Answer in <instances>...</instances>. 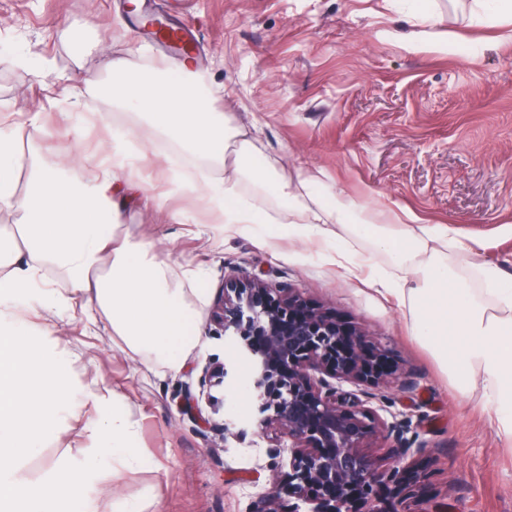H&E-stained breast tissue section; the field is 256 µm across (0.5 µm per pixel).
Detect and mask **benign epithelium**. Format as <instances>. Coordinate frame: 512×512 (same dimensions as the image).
Returning <instances> with one entry per match:
<instances>
[{
  "label": "benign epithelium",
  "instance_id": "1",
  "mask_svg": "<svg viewBox=\"0 0 512 512\" xmlns=\"http://www.w3.org/2000/svg\"><path fill=\"white\" fill-rule=\"evenodd\" d=\"M213 321L235 353L216 360L200 377L202 393L224 405V387L238 380V364H249L245 383L253 402L246 420H224V434L243 439L251 429L279 431L290 455L285 483L276 482L254 501L251 512H281L283 492L312 505L310 512H384L380 488L402 501L414 497L421 474L397 463L429 452L410 447L403 430L378 418L357 398L340 391L342 382L367 387L407 384L397 370H384L385 349L357 327H348L287 287L272 288L253 277H232L212 308ZM380 438L394 465L383 468L368 455Z\"/></svg>",
  "mask_w": 512,
  "mask_h": 512
}]
</instances>
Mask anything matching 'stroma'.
<instances>
[{
	"mask_svg": "<svg viewBox=\"0 0 512 512\" xmlns=\"http://www.w3.org/2000/svg\"><path fill=\"white\" fill-rule=\"evenodd\" d=\"M144 13L189 24L195 35L194 72L228 125L253 144L251 166L270 178L313 177L324 198L340 196L393 214H414L447 225L468 250L454 259L499 267L512 276V15L477 21L472 0H140ZM437 8L441 26L459 47L427 46L416 14ZM0 128L30 135L48 166L69 165L93 179L112 151L115 118L154 141L143 118L105 96L93 99L99 119L72 124L50 91L64 86L105 87L112 60L135 75L183 79V58L151 30L137 33L127 0H0ZM43 113L38 127L28 119ZM169 153L155 149L134 172L138 198L122 213L123 229L154 245L173 273L202 268L206 290L194 322L197 343L181 370L130 351L106 320L88 323L80 309L41 312L34 324L49 332L76 378L118 392L151 464L104 468L84 482L82 495L97 512L127 500L140 512H249L288 473L287 457L270 458L280 434L245 439L215 429L223 415L249 416L251 403L226 401L215 413L199 393L209 360H231L211 320L224 281L257 276L295 288L344 322L366 329L390 351L389 362L409 381L386 389L346 384V391L408 440L432 446L417 466L423 494L398 512H512V439L498 432L481 389L459 394L409 328L408 305L370 274L387 272L386 256L349 234L315 246L288 238L276 225L260 232L221 229L198 190L179 185ZM182 223L171 220L172 213ZM367 255L362 271L346 256ZM60 442L46 444L27 462L41 480L65 445L87 438L82 421L66 420Z\"/></svg>",
	"mask_w": 512,
	"mask_h": 512,
	"instance_id": "35a3bbf8",
	"label": "stroma"
}]
</instances>
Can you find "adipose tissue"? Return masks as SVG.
<instances>
[{
	"mask_svg": "<svg viewBox=\"0 0 512 512\" xmlns=\"http://www.w3.org/2000/svg\"><path fill=\"white\" fill-rule=\"evenodd\" d=\"M112 73L110 94L123 98L128 111L150 117L156 132L184 155L203 159L196 184L216 223H258L242 193L243 156L225 160L230 131L214 108V91L192 81L138 85L119 62ZM136 136L131 127L118 133L111 158L98 162L95 179L83 182L66 169L43 168L17 133H0V211L21 215L15 235L0 239V512H91L80 495L89 475L107 461L128 468L147 461L119 394L77 386L69 360L32 332L25 305L102 311L133 352L174 370L195 343L194 303L204 298L196 286L199 271L188 266L173 275L149 246L117 232L126 204L118 192L131 177L129 142ZM22 171L30 189L21 195ZM256 178L279 199V228L290 238L326 242L342 228L367 236L373 251L388 256L399 276L383 285L409 303L412 335L432 348L459 392L481 386L500 430L512 437V281L493 266L476 267L472 279L462 276L448 255L466 245L449 238L447 225L422 224L410 213L391 224L385 211L319 198L304 175L293 183L264 172ZM302 193L313 207L296 208ZM52 269L66 278L67 289L50 287ZM89 407L96 416L88 446L52 463L42 482L31 481L26 462L55 437L62 414Z\"/></svg>",
	"mask_w": 512,
	"mask_h": 512,
	"instance_id": "adipose-tissue-1",
	"label": "adipose tissue"
}]
</instances>
